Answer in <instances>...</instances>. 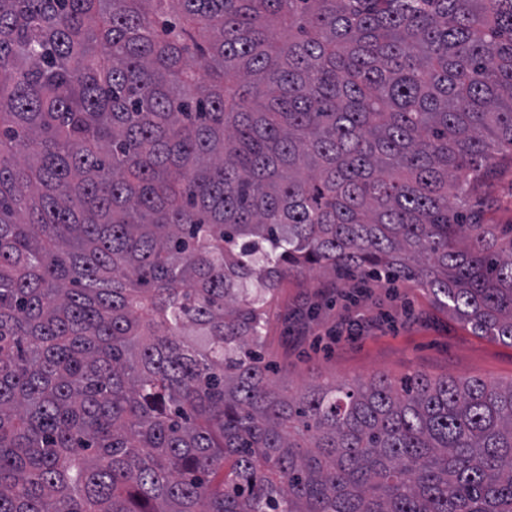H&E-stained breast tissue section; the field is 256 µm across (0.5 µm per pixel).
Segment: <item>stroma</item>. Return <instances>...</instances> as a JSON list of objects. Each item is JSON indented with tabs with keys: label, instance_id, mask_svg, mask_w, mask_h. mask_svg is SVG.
Instances as JSON below:
<instances>
[{
	"label": "stroma",
	"instance_id": "35a3bbf8",
	"mask_svg": "<svg viewBox=\"0 0 512 512\" xmlns=\"http://www.w3.org/2000/svg\"><path fill=\"white\" fill-rule=\"evenodd\" d=\"M494 178L480 184L488 224H512V154L499 155ZM265 351L293 386L314 379L351 382L415 371L433 377L512 382V346L474 335L414 283L382 287L314 274L285 279L268 306Z\"/></svg>",
	"mask_w": 512,
	"mask_h": 512
}]
</instances>
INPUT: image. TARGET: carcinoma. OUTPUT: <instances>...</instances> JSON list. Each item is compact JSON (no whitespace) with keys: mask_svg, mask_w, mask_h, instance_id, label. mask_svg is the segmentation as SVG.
Masks as SVG:
<instances>
[{"mask_svg":"<svg viewBox=\"0 0 512 512\" xmlns=\"http://www.w3.org/2000/svg\"><path fill=\"white\" fill-rule=\"evenodd\" d=\"M512 0H0V512H512V382L270 377L288 275L512 346ZM498 167L494 178L480 184L479 196L471 203L482 204L488 198L493 206L484 210L486 224H512V154L503 152L498 155Z\"/></svg>","mask_w":512,"mask_h":512,"instance_id":"cac0c4a2","label":"carcinoma"}]
</instances>
